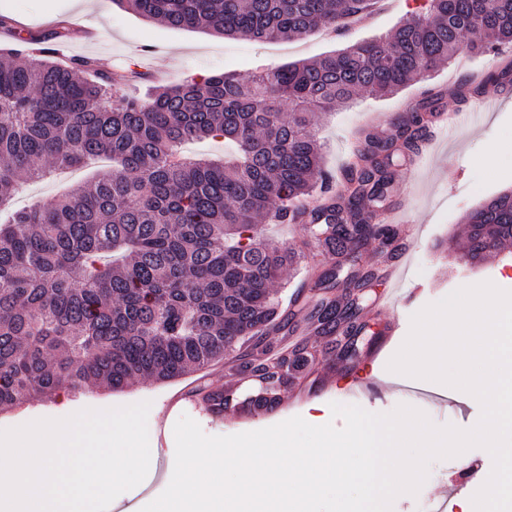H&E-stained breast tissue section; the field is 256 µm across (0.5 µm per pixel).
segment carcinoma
I'll return each mask as SVG.
<instances>
[{
  "mask_svg": "<svg viewBox=\"0 0 512 512\" xmlns=\"http://www.w3.org/2000/svg\"><path fill=\"white\" fill-rule=\"evenodd\" d=\"M172 29L254 41L316 30L344 33L375 0H115ZM0 29V205L24 173L47 158L58 168L108 156L112 168L47 205L0 224V410L31 396L78 392L91 383L120 391L135 378L175 380L231 360L266 331L288 329L275 284L303 262L258 220L298 224L315 200L310 232L356 263L368 242L393 246L396 232L371 223L396 142L413 148L435 112L431 95L393 119L391 141L371 140L347 165L345 184L323 162L310 126L317 111L363 94L388 96L426 81L461 49L474 56L512 46V0H424L390 34L312 62L268 67L242 78L159 86L145 98L112 96V76L84 58L59 62L52 43L77 30L62 22L41 39ZM86 76L81 77L78 72ZM512 77L507 65L458 86L461 97ZM221 138L238 153L222 161L179 156L178 145ZM472 264L512 241V191L466 216ZM359 311L329 302L315 312L329 334H352ZM311 354L297 346L271 364L244 365L284 385Z\"/></svg>",
  "mask_w": 512,
  "mask_h": 512,
  "instance_id": "obj_1",
  "label": "carcinoma"
}]
</instances>
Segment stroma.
Returning <instances> with one entry per match:
<instances>
[{"label":"stroma","mask_w":512,"mask_h":512,"mask_svg":"<svg viewBox=\"0 0 512 512\" xmlns=\"http://www.w3.org/2000/svg\"><path fill=\"white\" fill-rule=\"evenodd\" d=\"M414 9V0H395L394 5L374 9L340 37L316 31L298 40L256 43L218 37L197 29L173 30L161 22L126 11L114 0H0V13L18 21L26 36H44L58 22L72 18L78 26L94 29L96 41L82 35L76 37L68 45L71 55L94 60L100 71L123 74V81L113 86V94L138 97L146 96L150 87L178 84L203 74L233 71L246 77L259 67L320 57L387 35ZM501 60L498 54L474 57L462 51L451 63L435 68L429 83L445 90L444 110L473 111L475 99L453 95V88L468 76L495 69ZM422 92V87L416 85L386 98L363 96L353 106L322 113L314 133L323 146L327 169L340 173L356 143L358 131L366 129L377 137L390 136L392 119L406 110L409 103L420 100ZM498 95L497 103L483 112L479 122L461 123L451 136L440 140L434 155L421 162L414 158L394 159V182L383 206L388 211H401V237L419 238L408 269L415 290L408 293L402 308L392 312L379 308L384 286L365 289L361 304L364 328L356 339L357 352L338 359L346 365V375L333 373L331 363L336 359L325 355L303 378L307 389L305 405L276 415V422L304 416L306 404L318 403L324 421L339 427L342 419L333 418L330 410L331 403L336 402L358 405L373 413H389L399 405L411 403L420 406L437 426L452 425L466 430L477 424L481 405L466 393L451 392L428 403L421 396L426 386L416 379L389 385L377 396L359 391L348 380L356 375L380 378L391 355L406 340L412 316L425 306L478 281L512 290V248L492 254L471 270L450 268L437 249L438 244H449L464 236V218L469 212L489 198L512 190V83L499 88ZM492 145L501 149L502 159L497 165L488 166L482 156ZM98 168L94 162L52 172L41 181L21 182L13 204L21 208L35 201L51 202L62 192L91 178ZM267 233L283 245L307 247L305 260L285 277L283 302H290L299 292L314 301L322 296L340 303L345 301L350 292L345 278H338L335 287L328 291L316 286L317 273L333 265L334 258L323 247L310 243L307 225L271 224ZM244 383L235 365L221 362L165 383L137 380L120 392L92 387L67 394L63 399L33 398L19 407L1 411L0 430L39 419L59 418L60 405L64 402L77 412L147 401L151 404L148 418L153 421L161 418L165 401L182 388L206 385L226 389ZM469 460L479 463L484 470L492 468L490 454L480 447L467 450L461 458L432 461L418 493L396 498L392 512H424L427 501L454 500L462 492L476 493L480 483L468 476L465 463Z\"/></svg>","instance_id":"35a3bbf8"}]
</instances>
